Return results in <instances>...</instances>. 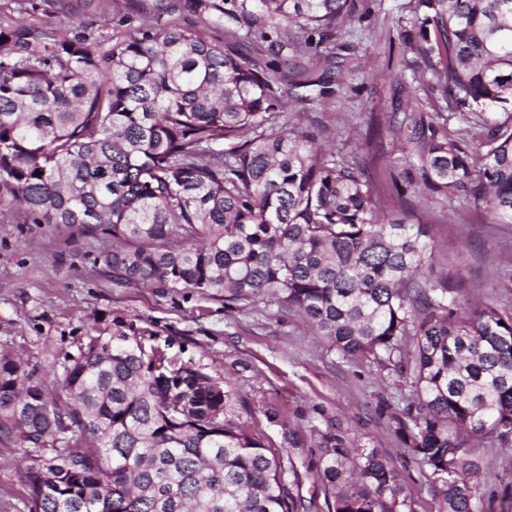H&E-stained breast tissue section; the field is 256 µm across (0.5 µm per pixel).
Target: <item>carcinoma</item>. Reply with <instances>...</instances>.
Masks as SVG:
<instances>
[{
  "label": "carcinoma",
  "instance_id": "obj_1",
  "mask_svg": "<svg viewBox=\"0 0 512 512\" xmlns=\"http://www.w3.org/2000/svg\"><path fill=\"white\" fill-rule=\"evenodd\" d=\"M69 2L4 0L32 21L0 14V224L19 211L78 225L112 241L95 258L112 287L275 304L343 359L398 373L413 337L396 432L443 512H495L469 436L512 444V311L462 314V282L432 271L428 225L385 216L360 165L313 131L271 126L295 90L327 99L343 83L342 63L320 73L308 49L362 21L356 0H152L127 31L112 0H82L88 23L38 20ZM410 13L401 43L444 106L425 112L410 89L392 186L512 224V0H410ZM251 41L261 50L247 56ZM454 117L466 127L449 130ZM145 336L115 316L50 382L0 351V436L30 461L28 512L314 507L290 456L241 422L239 394ZM316 469L328 512H400L390 463L346 447L329 421Z\"/></svg>",
  "mask_w": 512,
  "mask_h": 512
}]
</instances>
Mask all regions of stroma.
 Segmentation results:
<instances>
[{"instance_id": "stroma-1", "label": "stroma", "mask_w": 512, "mask_h": 512, "mask_svg": "<svg viewBox=\"0 0 512 512\" xmlns=\"http://www.w3.org/2000/svg\"><path fill=\"white\" fill-rule=\"evenodd\" d=\"M360 29L312 46L314 60L335 55L352 75L326 100L290 99L273 117L275 130L313 126L319 142L351 155L375 184L391 218L432 227L440 262L436 272L464 282V307L491 302L512 307V224L495 223L475 205L397 197L388 173L402 149L391 129L406 92L393 77L404 67L400 28L409 0H357ZM103 242L77 227L0 224V351L21 352L43 366H59L97 319L128 314L152 330L156 343L231 385L248 405L241 415L269 447L297 442L291 457L302 476L301 494L323 500L315 469L324 419H333L352 448H370L398 473L402 512H441L442 500L391 419L410 385L370 358L345 361L330 352L294 316L269 305L246 313L196 296L162 295L151 288L113 287L93 260ZM285 417L269 423L266 409ZM483 465L480 491L496 512H512V445L474 440ZM26 464L16 440L0 436V512H24Z\"/></svg>"}]
</instances>
